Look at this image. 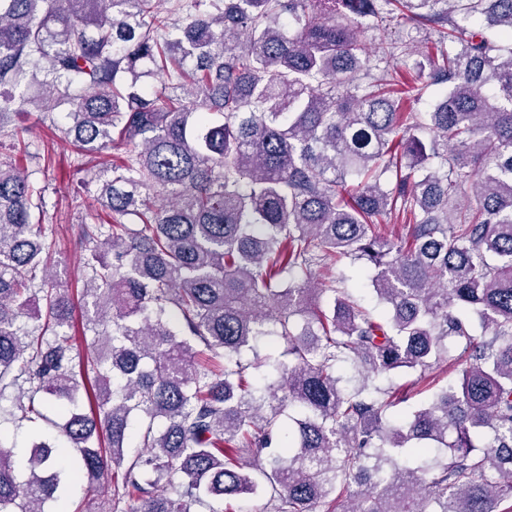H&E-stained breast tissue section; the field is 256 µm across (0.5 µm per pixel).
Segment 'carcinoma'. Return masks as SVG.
<instances>
[{
  "mask_svg": "<svg viewBox=\"0 0 512 512\" xmlns=\"http://www.w3.org/2000/svg\"><path fill=\"white\" fill-rule=\"evenodd\" d=\"M167 3L0 0V133L40 71L41 114L68 102L77 153L112 151L74 293L38 278L42 202L0 161V399L30 422L51 403L65 440L33 442L26 477L0 440V512H45L72 467L121 471L80 512L259 491L270 512H512V0ZM365 18L434 49L369 42ZM344 260L380 312L317 274ZM444 362L456 382L392 423L377 378Z\"/></svg>",
  "mask_w": 512,
  "mask_h": 512,
  "instance_id": "carcinoma-1",
  "label": "carcinoma"
}]
</instances>
